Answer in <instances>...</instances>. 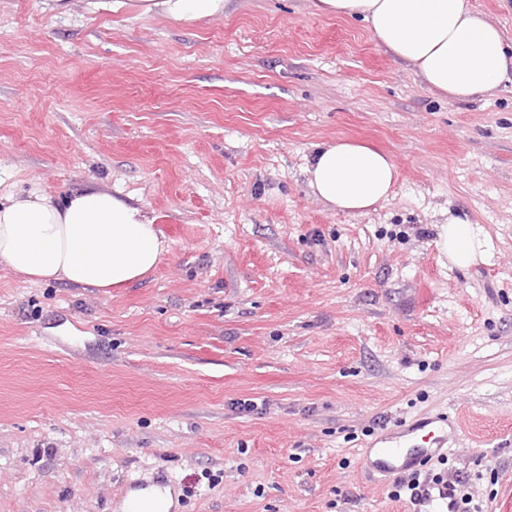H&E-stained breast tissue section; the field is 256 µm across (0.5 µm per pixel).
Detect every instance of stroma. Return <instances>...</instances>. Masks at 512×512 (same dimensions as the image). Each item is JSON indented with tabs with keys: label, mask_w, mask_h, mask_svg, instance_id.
I'll use <instances>...</instances> for the list:
<instances>
[{
	"label": "stroma",
	"mask_w": 512,
	"mask_h": 512,
	"mask_svg": "<svg viewBox=\"0 0 512 512\" xmlns=\"http://www.w3.org/2000/svg\"><path fill=\"white\" fill-rule=\"evenodd\" d=\"M313 3L0 0V192L101 188L168 246L106 293L0 266V512H120L161 480L173 512H397L359 452L443 411L446 469L512 512V82L451 100ZM338 139L397 163L367 213L308 185ZM452 215L485 261L441 255ZM227 1V0H225ZM224 0H113V12L125 10L138 16L160 14L176 21L192 22L221 17Z\"/></svg>",
	"instance_id": "35a3bbf8"
}]
</instances>
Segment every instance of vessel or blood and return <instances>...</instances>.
Returning a JSON list of instances; mask_svg holds the SVG:
<instances>
[{"instance_id": "vessel-or-blood-1", "label": "vessel or blood", "mask_w": 512, "mask_h": 512, "mask_svg": "<svg viewBox=\"0 0 512 512\" xmlns=\"http://www.w3.org/2000/svg\"><path fill=\"white\" fill-rule=\"evenodd\" d=\"M448 426L444 413L399 422L362 449L360 466L378 482L425 471L432 460L447 454ZM406 512H457L447 480L431 479L422 484Z\"/></svg>"}]
</instances>
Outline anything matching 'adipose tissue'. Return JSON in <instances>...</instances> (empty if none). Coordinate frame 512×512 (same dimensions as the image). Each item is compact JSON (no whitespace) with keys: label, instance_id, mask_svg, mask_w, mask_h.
Segmentation results:
<instances>
[{"label":"adipose tissue","instance_id":"obj_1","mask_svg":"<svg viewBox=\"0 0 512 512\" xmlns=\"http://www.w3.org/2000/svg\"><path fill=\"white\" fill-rule=\"evenodd\" d=\"M225 0H113L112 11L192 22L223 16ZM317 11L367 23L379 46L413 66L429 89L457 101L493 93L512 75L502 33L466 0H316ZM322 201L363 213L386 200L398 177L392 156L336 141L318 147L306 169ZM440 253L459 268L484 259L476 228L452 216L440 226ZM168 250L154 218L111 192L88 187L61 199L32 190L0 201V265L30 283L123 288L148 276Z\"/></svg>","mask_w":512,"mask_h":512}]
</instances>
